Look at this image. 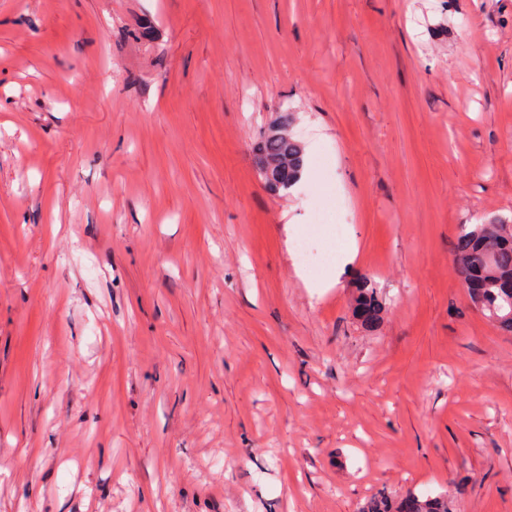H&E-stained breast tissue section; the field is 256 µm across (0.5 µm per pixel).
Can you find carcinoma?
<instances>
[{"instance_id": "1", "label": "carcinoma", "mask_w": 512, "mask_h": 512, "mask_svg": "<svg viewBox=\"0 0 512 512\" xmlns=\"http://www.w3.org/2000/svg\"><path fill=\"white\" fill-rule=\"evenodd\" d=\"M294 121L290 112L276 120L277 131L264 134L254 152V163L261 169L280 163L284 173L268 184L273 191L287 190L303 168L304 150L289 134ZM455 262L462 283L481 282L474 306L493 318L504 333H512V226L498 220L473 224L461 229L454 243ZM353 315L366 326L375 325L383 306L375 288L363 279L356 288ZM362 512H455L444 496H422L414 492L400 500L375 499Z\"/></svg>"}]
</instances>
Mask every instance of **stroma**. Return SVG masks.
<instances>
[{
	"label": "stroma",
	"instance_id": "35a3bbf8",
	"mask_svg": "<svg viewBox=\"0 0 512 512\" xmlns=\"http://www.w3.org/2000/svg\"><path fill=\"white\" fill-rule=\"evenodd\" d=\"M491 216L512 0H0V512H512V335L454 261ZM293 121L292 113H281L275 123L278 130H269L264 134L254 152V163L258 170L272 162H280L276 169H288V172L281 173L275 182L266 183L273 191L288 190L297 181L303 168V146L289 134ZM261 173L263 177L273 179L274 171L271 168H263ZM356 299L353 307V315L366 326H374L383 313V306L378 299L375 288L370 281L363 279L356 288ZM362 512H456L444 496H422L410 492L400 500L387 497L367 503Z\"/></svg>",
	"mask_w": 512,
	"mask_h": 512
}]
</instances>
